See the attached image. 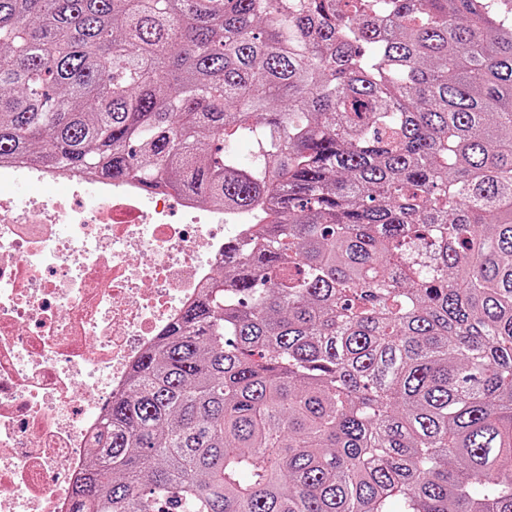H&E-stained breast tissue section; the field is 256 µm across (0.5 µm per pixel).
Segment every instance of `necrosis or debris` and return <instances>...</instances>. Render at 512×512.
<instances>
[{"mask_svg": "<svg viewBox=\"0 0 512 512\" xmlns=\"http://www.w3.org/2000/svg\"><path fill=\"white\" fill-rule=\"evenodd\" d=\"M252 229L163 184L0 164V512H69L104 406Z\"/></svg>", "mask_w": 512, "mask_h": 512, "instance_id": "4bbe7bcc", "label": "necrosis or debris"}]
</instances>
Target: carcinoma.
Wrapping results in <instances>:
<instances>
[{"label": "carcinoma", "mask_w": 512, "mask_h": 512, "mask_svg": "<svg viewBox=\"0 0 512 512\" xmlns=\"http://www.w3.org/2000/svg\"><path fill=\"white\" fill-rule=\"evenodd\" d=\"M0 159L270 204L108 407L72 512H512L497 0H0Z\"/></svg>", "instance_id": "cac0c4a2"}]
</instances>
